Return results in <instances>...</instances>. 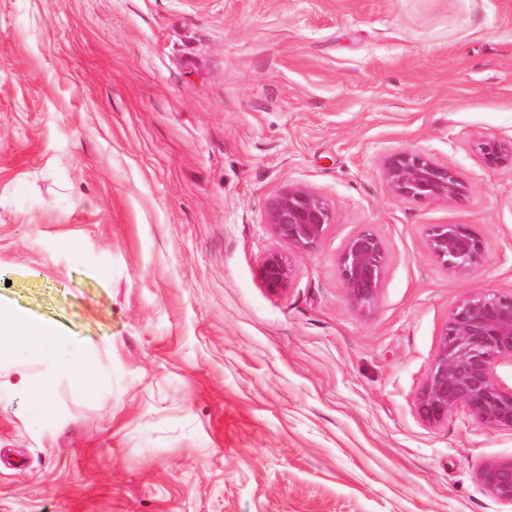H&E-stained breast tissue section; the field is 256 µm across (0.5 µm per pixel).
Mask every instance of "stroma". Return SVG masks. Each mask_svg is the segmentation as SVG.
Instances as JSON below:
<instances>
[{"label": "stroma", "mask_w": 512, "mask_h": 512, "mask_svg": "<svg viewBox=\"0 0 512 512\" xmlns=\"http://www.w3.org/2000/svg\"><path fill=\"white\" fill-rule=\"evenodd\" d=\"M512 0H0V307L96 386L0 359V512H512V428L417 395L450 311L512 290ZM415 151L466 189L393 195ZM300 185L308 251L267 223ZM467 224L481 265L428 249ZM385 247L376 305L338 274ZM287 254L273 295L259 268ZM274 236L295 250L314 247L332 224V211L317 195L301 186L280 191L268 204ZM384 273V244L377 234L362 231L347 240L339 259V275L352 302L363 308L373 305ZM61 377H68L74 383L86 388L91 387L95 382L94 375L83 365L78 354H74L69 360L47 357L45 371L40 379V388L46 399L52 396L54 385ZM481 480L496 498L512 504V460L488 463L481 471Z\"/></svg>", "instance_id": "obj_1"}]
</instances>
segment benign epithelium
I'll return each instance as SVG.
<instances>
[{
	"label": "benign epithelium",
	"mask_w": 512,
	"mask_h": 512,
	"mask_svg": "<svg viewBox=\"0 0 512 512\" xmlns=\"http://www.w3.org/2000/svg\"><path fill=\"white\" fill-rule=\"evenodd\" d=\"M485 162L500 166L512 162V148L497 142L482 146ZM383 174L390 191L399 198L428 200L462 194L456 171L439 165L419 152L388 156ZM268 224L274 236L295 250L314 247L332 224V211L317 195L301 186L280 191L268 204ZM433 255L445 266L469 270L483 260L482 243L468 224H437L427 236ZM385 250L381 238L362 231L347 240L339 259V275L349 299L366 308L382 288ZM260 278L272 294L284 290L289 280L286 258L269 255ZM512 364V291H475L449 314L435 361L419 391L421 417L435 424L448 411L463 406L493 426L512 428V386L498 380L497 369ZM481 480L499 500L512 504V460L488 463Z\"/></svg>",
	"instance_id": "obj_1"
}]
</instances>
